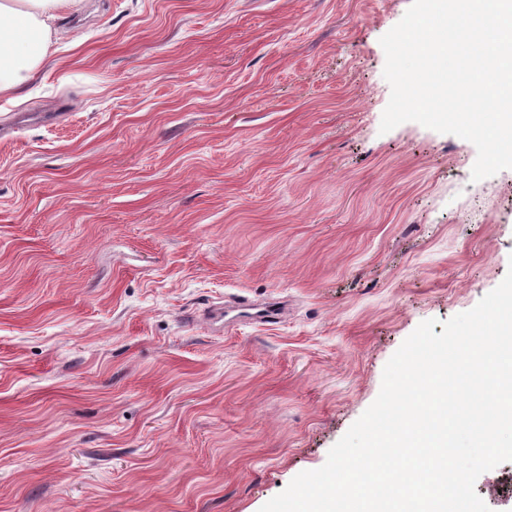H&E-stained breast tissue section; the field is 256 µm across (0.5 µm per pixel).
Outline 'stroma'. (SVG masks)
Instances as JSON below:
<instances>
[{
  "label": "stroma",
  "mask_w": 512,
  "mask_h": 512,
  "mask_svg": "<svg viewBox=\"0 0 512 512\" xmlns=\"http://www.w3.org/2000/svg\"><path fill=\"white\" fill-rule=\"evenodd\" d=\"M411 3L59 16L0 97V512H259L421 322L502 282L512 169L475 182L468 140L380 130Z\"/></svg>",
  "instance_id": "obj_1"
}]
</instances>
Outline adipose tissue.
I'll list each match as a JSON object with an SVG mask.
<instances>
[{"label":"adipose tissue","mask_w":512,"mask_h":512,"mask_svg":"<svg viewBox=\"0 0 512 512\" xmlns=\"http://www.w3.org/2000/svg\"><path fill=\"white\" fill-rule=\"evenodd\" d=\"M80 0H0V96L26 86L48 62L59 37V11Z\"/></svg>","instance_id":"ef3b65f1"}]
</instances>
